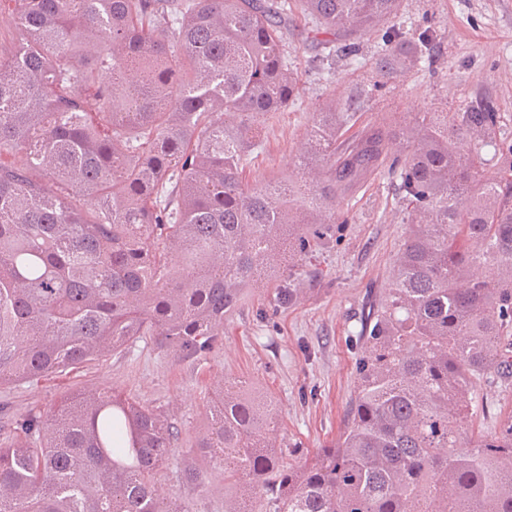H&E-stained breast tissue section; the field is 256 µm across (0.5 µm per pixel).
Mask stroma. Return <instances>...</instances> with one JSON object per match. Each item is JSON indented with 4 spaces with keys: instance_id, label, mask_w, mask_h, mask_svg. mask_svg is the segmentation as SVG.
Wrapping results in <instances>:
<instances>
[{
    "instance_id": "stroma-1",
    "label": "stroma",
    "mask_w": 512,
    "mask_h": 512,
    "mask_svg": "<svg viewBox=\"0 0 512 512\" xmlns=\"http://www.w3.org/2000/svg\"><path fill=\"white\" fill-rule=\"evenodd\" d=\"M395 24L410 36L432 27L442 60L380 86L373 68L380 31L361 38L359 66L330 75L313 69L311 61L335 53L337 40L295 13L285 30L284 54L301 77L300 94L267 121L265 144L250 159V180L291 173L319 104L359 84L371 94L346 141L373 125L403 122L411 112L456 108L479 90L496 98L502 128L512 135V0H403ZM337 217L326 246L297 263L301 294L283 304L276 299L279 278L258 280L226 317L222 346L205 357L186 359L144 338L64 375L0 385V445L16 436L19 417L50 411L75 392L106 387L165 410L179 426L176 460L162 474L165 494L178 495L190 512H224L223 470L205 467L197 486L181 481L184 466L201 458L198 438L220 377L249 381L272 396L288 463H303L331 445L345 426L356 366L366 350L360 314L369 299L386 294L393 258L405 239L407 210L391 177L381 173L358 184ZM474 394L476 428L486 435L498 432L502 414L512 411V388L482 383Z\"/></svg>"
}]
</instances>
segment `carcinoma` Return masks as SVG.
Listing matches in <instances>:
<instances>
[{
    "instance_id": "cac0c4a2",
    "label": "carcinoma",
    "mask_w": 512,
    "mask_h": 512,
    "mask_svg": "<svg viewBox=\"0 0 512 512\" xmlns=\"http://www.w3.org/2000/svg\"><path fill=\"white\" fill-rule=\"evenodd\" d=\"M344 43L380 26L390 79L436 40L401 36L402 0H300ZM0 384L98 361L142 336L186 359L223 345L243 290L320 247L336 204L391 167L410 230L336 442L284 462L276 404L216 382L198 447L224 468V512H512V412L470 433L472 379L512 380V139L495 101L416 112L340 142L368 91L313 113L295 178L248 180L263 118L296 99L288 0H0ZM498 171L490 176L487 151ZM0 448V512H189L161 501L179 427L104 389L29 413Z\"/></svg>"
}]
</instances>
